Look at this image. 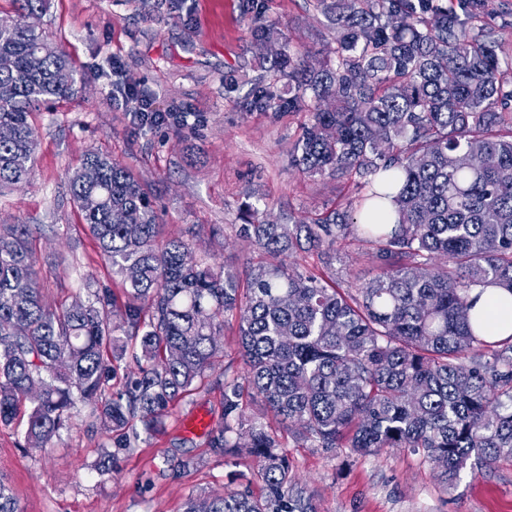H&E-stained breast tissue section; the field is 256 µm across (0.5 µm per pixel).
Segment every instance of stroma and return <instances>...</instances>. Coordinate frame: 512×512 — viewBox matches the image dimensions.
<instances>
[{"mask_svg":"<svg viewBox=\"0 0 512 512\" xmlns=\"http://www.w3.org/2000/svg\"><path fill=\"white\" fill-rule=\"evenodd\" d=\"M259 15L276 23L299 54L323 57L336 47L317 0H259ZM33 23L68 56L77 91L34 114L37 157L27 184L0 190V224L30 225L47 306L87 298L91 286L125 300L67 192L85 148L132 171L151 196L165 237L194 233L198 256L242 280L262 259L231 229L243 204L293 224L355 202L352 180L311 178L294 169L291 151L305 113L246 110L265 70L242 0H49ZM111 56L160 108L186 113L187 123L136 125L112 101ZM215 227L223 228L222 236H212ZM371 253L349 239L326 261L337 280L365 283L376 273ZM237 337V319L226 318L223 357L169 410L158 433L119 453L111 478L94 469L108 440L87 426V407L76 409L72 426L47 454L23 452L25 419L0 425V475L21 512H183L192 491L246 489L264 496L253 458L210 449L209 431L223 421L219 381L244 371ZM200 412L208 417L207 430L188 431L187 421ZM273 430L318 512H512V457L490 468L467 464L449 490L438 470L408 449L358 455L299 448L286 427ZM175 455L193 458L194 469L171 470Z\"/></svg>","mask_w":512,"mask_h":512,"instance_id":"35a3bbf8","label":"stroma"}]
</instances>
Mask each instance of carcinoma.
I'll return each instance as SVG.
<instances>
[{"instance_id":"cac0c4a2","label":"carcinoma","mask_w":512,"mask_h":512,"mask_svg":"<svg viewBox=\"0 0 512 512\" xmlns=\"http://www.w3.org/2000/svg\"><path fill=\"white\" fill-rule=\"evenodd\" d=\"M0 17V188L27 181L43 103L66 99L76 78L66 55L25 22L47 0H13ZM336 29L334 57L286 50L281 30L252 38L286 80L254 86L247 107L305 112L292 148L309 177L354 176L355 209L309 222L256 219L243 205L236 234L264 254L245 283L202 264L192 240L162 237L140 182L88 150L69 177L83 224L121 278L123 306L102 288L51 310L30 226L0 225V424L24 414L23 451L48 452L77 404L109 446L95 465L110 477L119 452L153 435L162 418L223 353L224 319H239L245 371L224 377V421L214 454L244 452L266 493H189L184 512H317L285 450L243 392L293 431L297 447L423 453L453 488L471 458L512 456V335L482 336L469 291H512V66L502 67L491 0H465L466 18L434 0H319ZM394 207L389 223L386 203ZM351 234L375 246L369 282L290 272L284 253L331 249ZM137 371L123 374L127 358ZM0 512H19L0 479Z\"/></svg>"}]
</instances>
